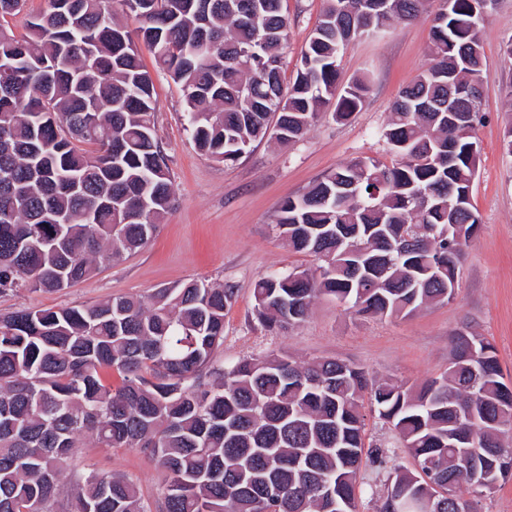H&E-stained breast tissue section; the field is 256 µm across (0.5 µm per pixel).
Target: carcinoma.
<instances>
[{
	"label": "carcinoma",
	"instance_id": "obj_1",
	"mask_svg": "<svg viewBox=\"0 0 512 512\" xmlns=\"http://www.w3.org/2000/svg\"><path fill=\"white\" fill-rule=\"evenodd\" d=\"M281 2L46 0L26 18L25 0H0V294L71 287L145 247L173 206L141 48L179 89L196 146L227 164L269 136L296 141L324 107L348 120L371 83L339 87L344 47L430 4L324 0L285 90ZM437 2L431 64L399 91L383 132L392 163H342L279 204L278 236L314 265L255 282L265 330L300 325L322 296L381 318L454 298L481 224L485 0ZM235 297L193 279L148 300L0 317V512H358L362 460L387 469L366 447L369 416L411 459L388 469L380 512L401 495L408 512H473L463 487L491 491L512 475V387L489 341L457 332L446 371L416 388L336 358L268 352L226 366L216 353ZM83 438L161 465L155 506L128 475L88 470L61 489Z\"/></svg>",
	"mask_w": 512,
	"mask_h": 512
}]
</instances>
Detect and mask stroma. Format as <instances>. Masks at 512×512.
<instances>
[{"label": "stroma", "mask_w": 512, "mask_h": 512, "mask_svg": "<svg viewBox=\"0 0 512 512\" xmlns=\"http://www.w3.org/2000/svg\"><path fill=\"white\" fill-rule=\"evenodd\" d=\"M322 5L323 0H282L290 23L284 84L296 76ZM430 26L423 16L395 23L383 36L350 42L340 56L341 79L370 75L372 90L362 109L343 123L321 114L300 140L288 145L263 140L229 165L197 149L184 129L178 89L156 78V132L172 170L173 209L140 251L100 262L93 275L58 292L1 295L0 313L147 295L205 279L236 291L224 318L221 362L272 351L299 361L329 357L355 362L376 380L419 385L444 372L451 339L463 328L494 345L504 381L512 384V157L502 147L505 129L512 125V57L505 53L512 44V0H498L482 26L486 119L477 130L481 152L472 189L482 224L465 251L453 301L409 317L379 318L355 314L322 297L300 326L276 333L265 331L252 316L259 278L312 264L310 256L288 251L278 238L273 227L278 205L341 163L362 157L390 161L382 134L400 88L430 63ZM71 468L133 476L151 504L166 478L140 451L97 448L88 439L74 450Z\"/></svg>", "instance_id": "35a3bbf8"}]
</instances>
